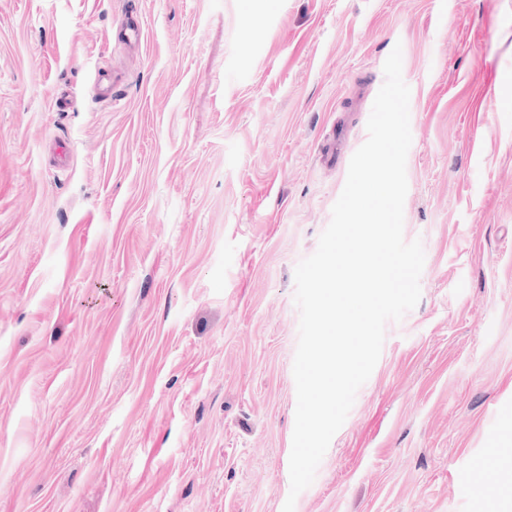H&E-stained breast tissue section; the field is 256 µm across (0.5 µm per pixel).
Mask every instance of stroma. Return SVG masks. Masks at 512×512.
<instances>
[{"label": "stroma", "instance_id": "obj_1", "mask_svg": "<svg viewBox=\"0 0 512 512\" xmlns=\"http://www.w3.org/2000/svg\"><path fill=\"white\" fill-rule=\"evenodd\" d=\"M397 45L421 297L295 512L512 506V0H0V512H282L294 269Z\"/></svg>", "mask_w": 512, "mask_h": 512}]
</instances>
